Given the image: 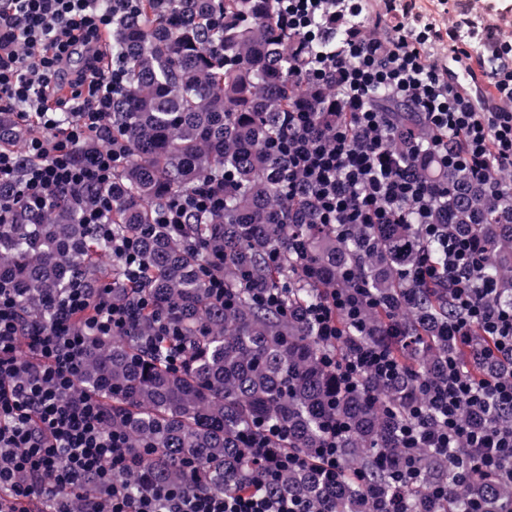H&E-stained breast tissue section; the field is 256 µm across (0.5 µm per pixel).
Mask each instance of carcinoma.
Returning a JSON list of instances; mask_svg holds the SVG:
<instances>
[{
	"label": "carcinoma",
	"instance_id": "carcinoma-1",
	"mask_svg": "<svg viewBox=\"0 0 512 512\" xmlns=\"http://www.w3.org/2000/svg\"><path fill=\"white\" fill-rule=\"evenodd\" d=\"M112 27V56L129 69L112 106V137L125 148L112 187L72 189L47 208H13L0 221V277L48 328L50 300L76 284L108 287L128 300L141 290L150 299L126 331L89 344L79 391L112 407V427L127 435L155 481L239 490L256 473L243 433L272 428L282 447L312 455L337 412L350 429L339 443L336 484L307 468L273 475L268 491L306 501L315 512H382L391 495L387 465L403 451L406 407L421 397L420 382L435 379L455 352L437 334L452 314L446 294L420 288L406 305L400 297L422 256L414 225L357 227L339 239L316 224L309 206L290 207L287 160L267 140L285 126L284 113L314 112L321 120L336 102L306 86L288 91L299 80L298 41L278 25L274 0H134ZM360 28L352 17L336 28V41L308 44L303 55L330 52ZM394 111L417 140L428 138L413 110ZM29 134L11 113H0V147L19 157L0 195L18 189L28 163L20 142ZM411 164L446 189L437 218L486 247L485 273L499 288L491 302L512 304V223L498 222L496 194L468 170L442 169L421 154ZM222 177L235 182L223 210L193 215L177 231L155 223V211L170 199ZM103 195L112 199L110 238L80 222L81 210ZM125 237L137 243L144 267L136 284L113 252ZM106 255L112 263L105 266ZM349 268L380 302L365 311L371 339L393 341L385 334L393 306L402 328L420 339L397 348L408 371L339 394L322 362L327 349L304 310L322 289L350 287L341 277ZM218 274L234 295L231 307L211 294L209 281ZM256 288L279 293L282 307L255 301ZM158 319L177 333L175 366L146 350ZM465 453L463 446L446 456L415 449L412 470L402 476L404 512H468L474 499L486 512L512 507V481L469 479L452 465ZM435 484L448 487V500L427 499Z\"/></svg>",
	"mask_w": 512,
	"mask_h": 512
}]
</instances>
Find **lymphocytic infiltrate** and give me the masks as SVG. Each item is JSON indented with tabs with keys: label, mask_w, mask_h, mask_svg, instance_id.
Here are the masks:
<instances>
[{
	"label": "lymphocytic infiltrate",
	"mask_w": 512,
	"mask_h": 512,
	"mask_svg": "<svg viewBox=\"0 0 512 512\" xmlns=\"http://www.w3.org/2000/svg\"><path fill=\"white\" fill-rule=\"evenodd\" d=\"M289 34L308 43H329L336 24L363 17L367 32L353 31L337 50L298 59L303 81L328 90L345 107L336 126H318L308 112L288 115V132L277 148L288 158V197L306 198L318 223L345 237L357 224H412L423 243L409 273V288H440L453 309L438 334L471 350L474 363L512 358V306L489 304L495 291L484 273V247L476 238L450 233L435 223L442 196L398 161L389 144L400 126L392 106H415L431 135L422 148L447 168L463 167L481 179L512 169V12L487 23L475 0H438L454 22L441 27L417 0H275ZM112 23L99 0H0V111L39 136L24 150L31 163L21 188L0 198V211L24 204L46 207L74 187L108 186L123 145L110 127L112 104L124 89L126 70L103 61L100 33ZM476 64L487 92L475 95L455 83L450 62ZM73 116L59 125L57 113ZM227 181L203 183L156 211V223L178 227L191 214L216 209L230 190ZM369 291L333 289L309 305L306 318L329 350L324 363L344 390L365 376L391 379L404 365L387 345L364 342L345 348L349 329L361 326ZM136 304L111 293L91 297L72 287L52 301L50 331L29 325L9 283H0V512H310L297 500L268 494L265 481L286 469L317 468L335 480L336 440L347 429L331 426L316 456L279 444L278 431L249 434L244 442L261 471L234 493L147 479L130 487L124 476L139 457L126 436L113 429L112 410L79 392L82 355L90 341L115 335L131 323ZM488 345L472 351L474 329ZM512 407V375L475 377L456 356L436 383L423 386V400L410 407L400 433L406 449L447 451L465 443L458 468L479 475L512 477V428L491 423L494 410ZM487 425L466 424V416Z\"/></svg>",
	"instance_id": "obj_1"
}]
</instances>
